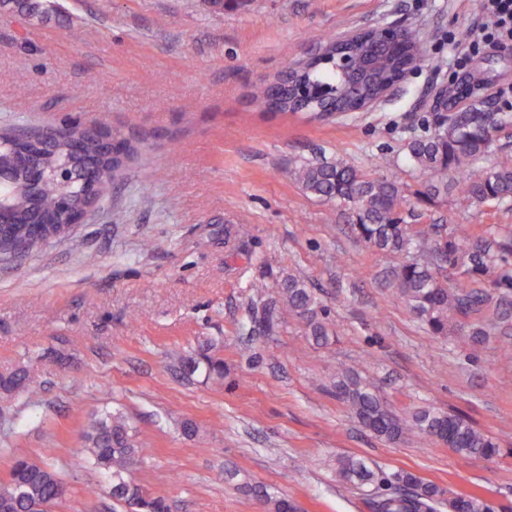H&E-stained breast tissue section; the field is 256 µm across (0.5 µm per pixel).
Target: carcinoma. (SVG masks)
Masks as SVG:
<instances>
[{
    "label": "carcinoma",
    "mask_w": 512,
    "mask_h": 512,
    "mask_svg": "<svg viewBox=\"0 0 512 512\" xmlns=\"http://www.w3.org/2000/svg\"><path fill=\"white\" fill-rule=\"evenodd\" d=\"M3 6L34 17L43 13L41 0H0ZM404 50L385 60L379 79L385 83L406 71L418 70L431 62L420 34L407 29ZM308 93L301 95L296 86H284L270 95L264 89L254 92L252 103L280 113L304 112L323 120V111L342 110L351 103L342 94L346 88L343 74L330 64L312 65L298 75ZM509 122L505 113L487 111L484 102L471 100L448 117L447 130L434 129L423 138L406 145L407 159L427 176L423 201L434 203L454 193L455 205L468 211L482 205L512 207V164L480 166L478 161L495 150L496 133ZM57 129L70 138L85 139L89 152L97 142L89 129L76 122H64ZM119 147V155L105 165L104 183L114 184L138 153V142L119 129L109 128ZM46 165L63 159L66 143L44 136L38 140ZM291 174L311 196L352 211L358 238L368 247L384 253H412L411 258L393 273L395 288L405 298L418 319L435 336L448 335L452 322L470 321V335L485 339L491 332L508 325L512 311L503 300L512 293V224H504L485 247L470 243L471 236L462 226L451 230L442 224H407L400 210L407 203L403 184L392 174L374 178L360 173L340 159L325 157L297 165ZM62 189L48 182L39 192L38 210L42 219L59 224L57 211ZM16 207V233L0 239V258L16 252L22 238L19 230L29 211L24 195L10 191ZM457 270L463 278L476 281L493 275L497 292L483 288L448 287L446 272ZM279 298L265 297L267 284L260 279L250 288L254 297L249 304L252 331L273 336L282 326V306L305 321L306 334L317 344L331 336L328 311L320 298L300 277L292 274L276 281ZM190 374L204 369L210 378L224 379V360L213 353L212 344L198 345V352L182 360ZM334 394L349 406L351 414L375 437L399 443L412 434L440 436L448 448L463 457L492 459L499 455L495 439L476 429L465 417L432 407H421L399 416L393 413L378 388L355 369L336 372ZM83 460L112 476L113 501L128 512H168L165 500L147 493L134 478V471L145 454L136 428L123 416L106 414L95 417L84 433ZM336 478L345 488H369L366 494L371 512H494L484 498L470 494L445 496L434 484L426 483L407 471L383 472L370 468L353 456H338L334 462ZM246 492L265 499L273 512H292L294 504L266 487L247 481L240 484ZM67 495L63 480L41 463L17 457L10 479L0 487V499L11 504V512H51Z\"/></svg>",
    "instance_id": "1"
}]
</instances>
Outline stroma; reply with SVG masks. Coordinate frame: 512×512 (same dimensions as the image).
<instances>
[{"mask_svg": "<svg viewBox=\"0 0 512 512\" xmlns=\"http://www.w3.org/2000/svg\"><path fill=\"white\" fill-rule=\"evenodd\" d=\"M44 18L0 8V130L75 120L108 124L140 153L87 224L23 260L0 263V375L27 369L38 395L0 391V486L14 458L42 459L68 494L54 512H120L108 474L81 461L92 417L119 413L146 453L134 472L168 512H270L226 480L229 470L287 495L299 512H369L336 480V455L417 474L512 512V363L496 337L466 325L439 337L391 283L403 253L371 251L351 214L307 194L289 168L323 155L379 176L394 161L409 191L426 178L405 144L430 134L444 86L512 103V43L450 66L472 0H48ZM394 22L419 29L438 59L362 112L323 122L257 109L252 91L326 34ZM83 33L72 41L71 31ZM406 223L468 225L486 237L512 210H458L453 200L404 205ZM238 224L251 236L241 241ZM150 249H143V240ZM302 277L336 334L325 345L284 314L278 333L252 334L255 279ZM211 340L224 379L185 376L180 358ZM374 382L406 415L435 407L495 438V459L461 457L419 436L381 441L331 391L338 370ZM198 433L186 437L184 421Z\"/></svg>", "mask_w": 512, "mask_h": 512, "instance_id": "obj_1", "label": "stroma"}]
</instances>
